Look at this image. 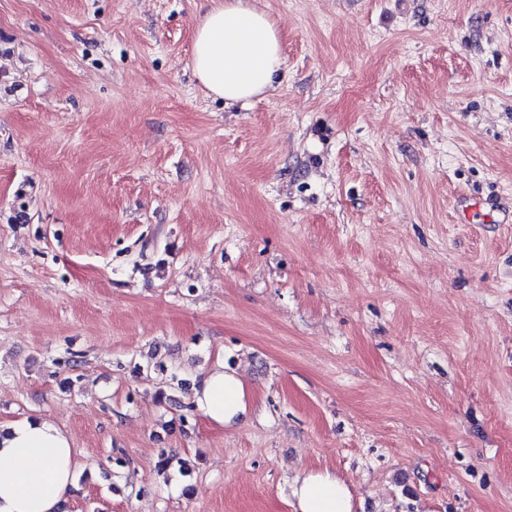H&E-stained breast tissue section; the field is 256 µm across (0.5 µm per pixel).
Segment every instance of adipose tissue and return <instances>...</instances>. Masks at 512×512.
<instances>
[{
	"label": "adipose tissue",
	"instance_id": "ef3b65f1",
	"mask_svg": "<svg viewBox=\"0 0 512 512\" xmlns=\"http://www.w3.org/2000/svg\"><path fill=\"white\" fill-rule=\"evenodd\" d=\"M283 66L279 29L258 0H209L192 50L194 75L209 95L247 104L275 89ZM194 402L224 427L245 414L247 392L239 374L219 363L195 388ZM80 466L70 435L51 421L0 427V512H65ZM292 496L295 512H353L350 488L327 470L299 475Z\"/></svg>",
	"mask_w": 512,
	"mask_h": 512
}]
</instances>
